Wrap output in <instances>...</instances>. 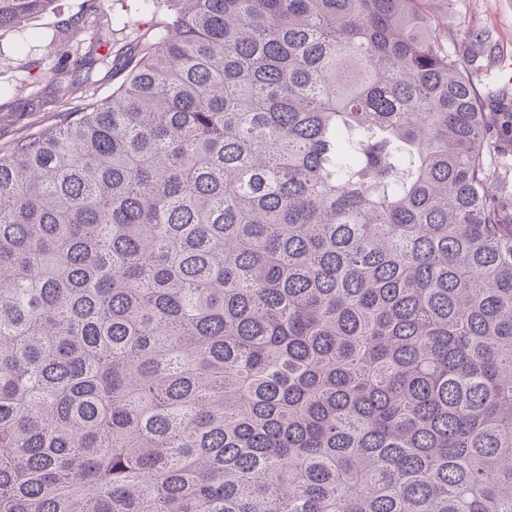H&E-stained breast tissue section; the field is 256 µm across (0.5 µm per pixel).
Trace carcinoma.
I'll return each mask as SVG.
<instances>
[{
    "label": "carcinoma",
    "mask_w": 512,
    "mask_h": 512,
    "mask_svg": "<svg viewBox=\"0 0 512 512\" xmlns=\"http://www.w3.org/2000/svg\"><path fill=\"white\" fill-rule=\"evenodd\" d=\"M439 2L178 0L0 153V512H512V106ZM490 162L496 168L506 169L512 194V142L508 137H499L496 147L491 150Z\"/></svg>",
    "instance_id": "obj_1"
}]
</instances>
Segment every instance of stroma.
Listing matches in <instances>:
<instances>
[{
    "label": "stroma",
    "mask_w": 512,
    "mask_h": 512,
    "mask_svg": "<svg viewBox=\"0 0 512 512\" xmlns=\"http://www.w3.org/2000/svg\"><path fill=\"white\" fill-rule=\"evenodd\" d=\"M138 0H52L21 26L0 29V153L64 120L83 98L103 101L123 78L106 55H133L153 23ZM448 48L467 62L488 32L490 68L512 60V0H448Z\"/></svg>",
    "instance_id": "stroma-1"
}]
</instances>
